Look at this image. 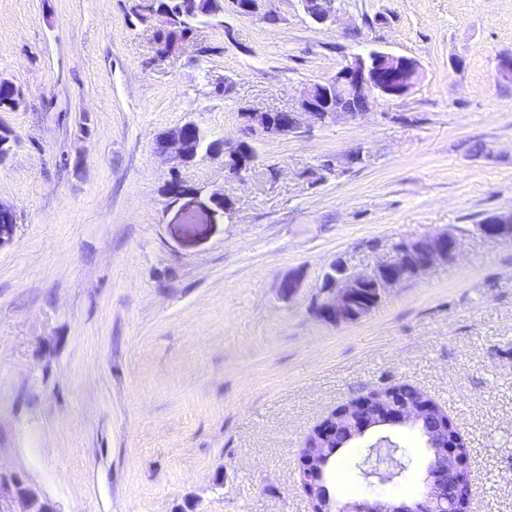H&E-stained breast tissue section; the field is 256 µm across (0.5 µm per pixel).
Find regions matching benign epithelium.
<instances>
[{
    "label": "benign epithelium",
    "instance_id": "obj_1",
    "mask_svg": "<svg viewBox=\"0 0 512 512\" xmlns=\"http://www.w3.org/2000/svg\"><path fill=\"white\" fill-rule=\"evenodd\" d=\"M130 10L147 21L158 20L160 32L165 34L173 25L172 18L156 8V0H129ZM322 13L310 15L318 24H334L337 20L336 0H324ZM422 73L419 62L409 56L373 49L366 54H357L346 60L336 72L322 82L305 85L299 92L297 106L293 111L280 114L281 122L270 119V112H243L241 117L250 128L253 137L282 136L295 134L304 123L319 126L334 124L342 119L359 121L368 115L367 110L352 112L342 106L346 99L361 98L366 104L378 100H397L409 95ZM197 128L187 121L167 131L157 141L160 153L171 159L188 164L196 159L198 152L189 149V133ZM252 144L236 143L227 146L218 140L215 147L206 151L210 157L224 156V169L233 179L241 180L250 168L248 156ZM364 161L358 150L336 159L327 158L321 169L331 171L337 164ZM13 209L0 203V245L10 239L14 225L9 213ZM482 235L503 241L512 240V214L491 215L478 225ZM460 249L456 235L448 231L404 240L397 244L394 259L378 261L361 271H352L346 263L337 259L326 271L323 284L316 296L314 309L317 316L335 325L361 320L371 313L382 294L400 285L407 279L423 275L440 263L453 259ZM397 386L390 388L388 395L371 397L363 394L354 403L346 402L332 411L311 434L322 442L347 435L352 443L364 437L371 429L379 427H403L422 430L426 447L433 454V466L426 473L423 492L413 501L384 503L377 499H361L336 502V507H317L315 491L311 485L303 486L310 499L312 512H458L449 507L456 501L458 490L471 488L469 466L460 456V450L448 441L441 426L427 425V418L438 414V408L421 398L417 401H395Z\"/></svg>",
    "mask_w": 512,
    "mask_h": 512
}]
</instances>
